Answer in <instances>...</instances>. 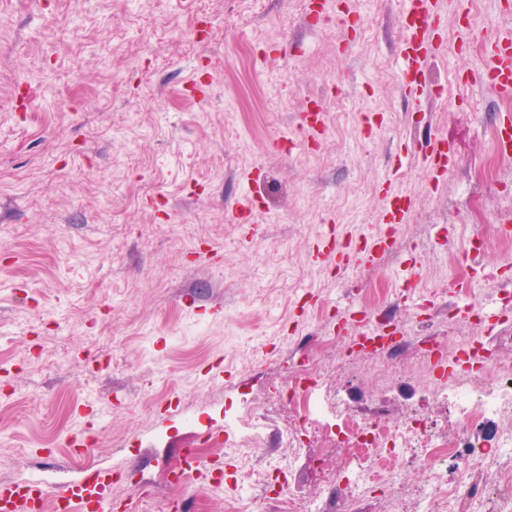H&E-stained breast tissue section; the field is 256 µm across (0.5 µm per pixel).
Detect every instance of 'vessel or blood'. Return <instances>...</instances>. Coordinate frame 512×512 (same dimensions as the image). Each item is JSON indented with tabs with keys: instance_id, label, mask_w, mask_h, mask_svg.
Instances as JSON below:
<instances>
[{
	"instance_id": "vessel-or-blood-1",
	"label": "vessel or blood",
	"mask_w": 512,
	"mask_h": 512,
	"mask_svg": "<svg viewBox=\"0 0 512 512\" xmlns=\"http://www.w3.org/2000/svg\"><path fill=\"white\" fill-rule=\"evenodd\" d=\"M435 0H408L401 16L407 38L401 56L404 64L401 84L413 98L426 88L424 63L427 57L441 51V37L437 25ZM480 82L489 84L497 93L512 98V29L501 31L486 51V63L477 75ZM424 170L431 185H439L458 162L453 141L437 138L423 150ZM386 224L391 228L401 224L410 207L408 197L388 193ZM389 233L365 242L354 250H328L324 258L345 268L371 264L390 248ZM115 473L102 468L89 475L52 485L43 480H23L15 484L0 485V512H26L30 499L52 503L58 512H102L104 501L112 489Z\"/></svg>"
}]
</instances>
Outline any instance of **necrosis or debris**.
<instances>
[{"label":"necrosis or debris","mask_w":512,"mask_h":512,"mask_svg":"<svg viewBox=\"0 0 512 512\" xmlns=\"http://www.w3.org/2000/svg\"><path fill=\"white\" fill-rule=\"evenodd\" d=\"M482 307L476 300L460 308L461 319L471 328L458 350L465 369L438 385L437 392L449 397L464 431L480 427L487 417L498 418L493 435L480 443L451 439L433 433L416 416L388 428L384 405L367 413L352 409L321 377L318 352H307L296 359L288 385L271 389L272 399L294 413L281 431V443L306 447L312 431L319 434L324 452L350 448L354 457L337 463L335 475L326 476L322 495L293 498L272 488L266 503L276 512H360L369 489L378 485L391 491L392 512H512V362H502L495 345L485 343ZM408 450L429 471L426 489L410 493L394 463ZM456 458L466 460L471 477L485 470L487 460H494L493 484H476L471 477L449 483L446 466Z\"/></svg>","instance_id":"1"}]
</instances>
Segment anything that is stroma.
Wrapping results in <instances>:
<instances>
[{
	"label": "stroma",
	"instance_id": "obj_1",
	"mask_svg": "<svg viewBox=\"0 0 512 512\" xmlns=\"http://www.w3.org/2000/svg\"><path fill=\"white\" fill-rule=\"evenodd\" d=\"M502 0H437L442 53L429 85L444 98L404 94L399 78L405 0H0V483L76 479L62 453L86 429L98 466L135 471L156 496L135 512H226L235 482L283 479L294 496L323 492L324 472L281 447L286 413L271 410L261 443L237 448L226 405L265 404L293 361L322 337L320 368L343 402L386 405L387 425L415 409L457 437L433 397L440 373L413 344L384 366L350 349L349 313L377 310L454 352L463 322L448 309L512 293V250L489 238L478 261L464 245L482 225L512 221V161L498 182L476 177L488 130L501 120L486 85L463 84L512 12ZM207 70L204 98L185 94ZM321 111L325 130L298 135ZM293 138L291 151L273 140ZM456 142L460 164L429 185L422 146ZM411 207L391 252L344 271L323 261L330 240L378 234L385 196ZM254 197L258 230L230 206ZM95 415H81L85 403ZM223 460L205 505L170 486L197 443L196 418Z\"/></svg>",
	"mask_w": 512,
	"mask_h": 512
}]
</instances>
